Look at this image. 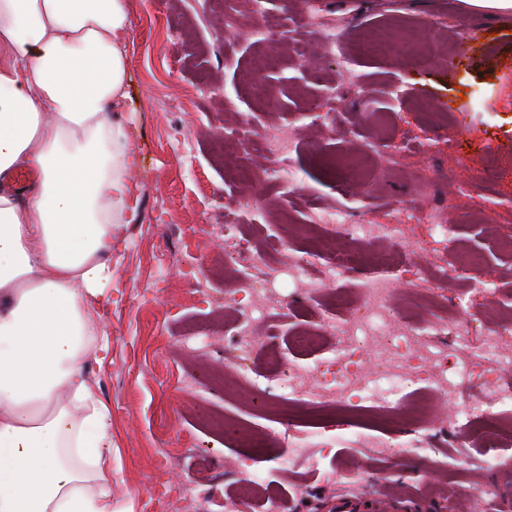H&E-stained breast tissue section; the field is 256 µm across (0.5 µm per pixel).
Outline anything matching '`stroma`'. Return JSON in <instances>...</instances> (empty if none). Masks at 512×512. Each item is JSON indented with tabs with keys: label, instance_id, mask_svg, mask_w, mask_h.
Returning <instances> with one entry per match:
<instances>
[{
	"label": "stroma",
	"instance_id": "stroma-1",
	"mask_svg": "<svg viewBox=\"0 0 512 512\" xmlns=\"http://www.w3.org/2000/svg\"><path fill=\"white\" fill-rule=\"evenodd\" d=\"M311 10L310 43L333 34L350 46L404 25L433 35L438 53L349 64L337 52H310L293 28ZM129 12V100L116 119L137 161V220L115 227L113 277L94 311L108 348L84 365L112 419L114 512H199L183 494L191 484L205 488L208 512H226L235 465L264 471L287 494L288 512H325L328 497L376 488L396 501L419 490L418 512H473L488 490L499 512H512V443L331 448L316 464L282 470L280 459L305 443L304 429L257 415L243 371L265 373L271 349L296 358L290 337L315 328L320 309L294 307L289 279H279L282 305L260 328L265 348L244 365L229 351L239 306L226 291L232 252L261 250L273 262L314 253L317 213L335 208L355 224L404 226L400 240L373 244L407 290L418 273L479 253L482 270L443 289L444 299L466 293L487 331L511 316L512 253L500 238L512 233V14L467 13L458 0H129ZM267 15L286 27L273 45L250 36ZM463 40L470 50L461 58ZM245 73L268 87L273 104L252 96ZM394 83L406 96L391 104L383 92ZM333 84L342 88L337 103L327 98ZM315 98L322 114L305 109ZM248 122L290 142L277 164L293 171L292 184L266 178L261 152L243 154ZM395 140L406 147L398 164L387 150ZM325 154L355 162L356 188L322 163ZM236 155L252 181L225 169ZM419 173L427 188L417 186ZM458 183L471 194L453 196ZM440 224L447 232H437ZM185 264L196 281L178 275ZM203 409L269 435L271 447L226 440L200 418ZM487 453L496 467L482 468ZM345 464L367 474L366 487L346 482Z\"/></svg>",
	"mask_w": 512,
	"mask_h": 512
}]
</instances>
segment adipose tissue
<instances>
[{
	"label": "adipose tissue",
	"instance_id": "ef3b65f1",
	"mask_svg": "<svg viewBox=\"0 0 512 512\" xmlns=\"http://www.w3.org/2000/svg\"><path fill=\"white\" fill-rule=\"evenodd\" d=\"M127 0H0V512H113L112 420L83 362L134 223Z\"/></svg>",
	"mask_w": 512,
	"mask_h": 512
}]
</instances>
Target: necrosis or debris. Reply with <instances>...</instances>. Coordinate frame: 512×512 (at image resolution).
<instances>
[{"mask_svg":"<svg viewBox=\"0 0 512 512\" xmlns=\"http://www.w3.org/2000/svg\"><path fill=\"white\" fill-rule=\"evenodd\" d=\"M310 263L300 258L296 274L305 275ZM266 264L261 252L243 261L235 287L244 307L266 303L271 288L263 275ZM388 264L385 256H377L374 283L355 305L343 290L325 292L322 278L305 275L296 300L322 295L329 310L324 326L294 336L293 344L303 353L325 347L329 354L312 366L270 354L267 371L276 377L280 396L262 399L263 410L274 418L288 413L311 427L315 448L347 441L365 448H401L404 440L393 443L383 433L405 420L422 432L424 448L439 439L456 447L476 435L492 443L511 441L512 422L502 411L512 407V390L500 380L512 374V320L499 324L478 347L471 344L478 320L469 312L426 322L404 320ZM465 387L484 395L461 405L453 418L439 416L437 398Z\"/></svg>","mask_w":512,"mask_h":512,"instance_id":"4bbe7bcc","label":"necrosis or debris"}]
</instances>
